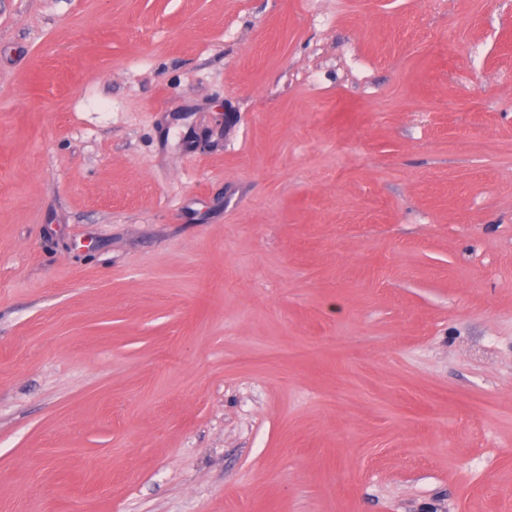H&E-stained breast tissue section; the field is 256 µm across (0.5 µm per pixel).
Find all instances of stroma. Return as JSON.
<instances>
[{"label": "stroma", "mask_w": 512, "mask_h": 512, "mask_svg": "<svg viewBox=\"0 0 512 512\" xmlns=\"http://www.w3.org/2000/svg\"><path fill=\"white\" fill-rule=\"evenodd\" d=\"M0 512H512V0H0Z\"/></svg>", "instance_id": "obj_1"}]
</instances>
